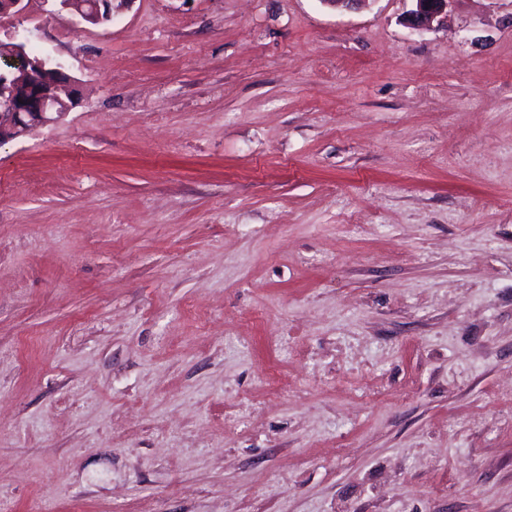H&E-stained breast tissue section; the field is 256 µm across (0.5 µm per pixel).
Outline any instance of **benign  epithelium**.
Returning <instances> with one entry per match:
<instances>
[{
	"label": "benign epithelium",
	"mask_w": 512,
	"mask_h": 512,
	"mask_svg": "<svg viewBox=\"0 0 512 512\" xmlns=\"http://www.w3.org/2000/svg\"><path fill=\"white\" fill-rule=\"evenodd\" d=\"M129 0H93L88 10L80 0H61L64 9L80 23L106 25ZM407 25L414 31L424 29L428 21L444 11L448 0H414ZM27 41L13 39L0 50L16 67L15 80L7 86L0 82V144L25 137L40 127L61 120L78 100L76 80L65 72L62 63L26 54Z\"/></svg>",
	"instance_id": "obj_1"
}]
</instances>
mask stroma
I'll list each match as a JSON object with an SVG mask.
<instances>
[{
    "mask_svg": "<svg viewBox=\"0 0 512 512\" xmlns=\"http://www.w3.org/2000/svg\"><path fill=\"white\" fill-rule=\"evenodd\" d=\"M411 7L0 17V512H512V0ZM416 8L409 13L407 25L414 31L423 30L428 21L436 14L444 11L450 0H411ZM9 44L14 45L2 47V52L17 70L10 86L0 81V144L58 122L78 100L76 80L65 72L62 63L41 55L30 58L23 38H14ZM47 64L52 71L50 78L40 74Z\"/></svg>",
    "mask_w": 512,
    "mask_h": 512,
    "instance_id": "obj_1",
    "label": "stroma"
}]
</instances>
